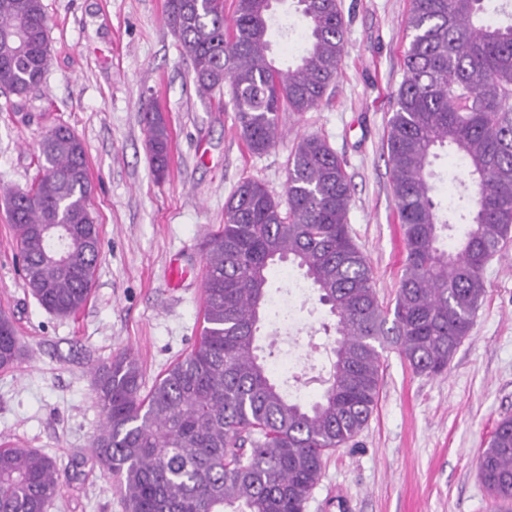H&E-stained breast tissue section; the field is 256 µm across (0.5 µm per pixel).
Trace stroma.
<instances>
[{"label":"stroma","mask_w":512,"mask_h":512,"mask_svg":"<svg viewBox=\"0 0 512 512\" xmlns=\"http://www.w3.org/2000/svg\"><path fill=\"white\" fill-rule=\"evenodd\" d=\"M347 53L320 106L283 111V137L262 155L244 144L228 95L200 96L190 60L166 25L165 0H42L52 62L42 92L0 90V310L23 338L17 368L0 371V443L56 458L68 480L48 512H123L113 476L91 452L101 422L96 366L128 351L150 390L201 330L202 243L224 223V204L246 177L284 198L299 137H325L353 186L351 235L369 258L380 303L394 307L404 261L386 131L403 80L411 0H340ZM168 119L169 170L154 176L142 114ZM63 124L83 141L101 255L81 311L60 318L29 294L3 198L38 173L39 141ZM186 276L169 278L171 262ZM487 296L447 373L415 374L394 345L382 352L379 396L352 446L326 459L306 512H500L477 458L497 420L512 414V240L489 262ZM271 280L278 309L299 321L273 346L287 390L316 400L327 378L333 319L301 270ZM308 352L293 365L290 351Z\"/></svg>","instance_id":"obj_1"}]
</instances>
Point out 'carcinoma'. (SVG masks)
Returning a JSON list of instances; mask_svg holds the SVG:
<instances>
[{"mask_svg": "<svg viewBox=\"0 0 512 512\" xmlns=\"http://www.w3.org/2000/svg\"><path fill=\"white\" fill-rule=\"evenodd\" d=\"M276 0H166L165 15L191 60L197 91L226 90L249 151L277 144L279 112L319 105L346 52L339 0H296L306 43L295 66L269 57ZM488 0H411L404 77L388 121L387 162L405 259L393 310L384 308L367 256L348 224L352 185L343 160L318 135L288 157L286 202L255 178L224 206V225L203 242V327L193 349L147 393L136 359L121 352L95 370L102 424L93 441L100 470L117 477L124 512H304L324 457L367 425L379 395L381 350L392 342L414 373L441 375L469 337L487 295L485 268L512 236V22L483 19ZM29 35L18 53L8 34ZM51 65L42 0H0V89L39 90ZM154 175L170 163L163 113H144ZM463 162L472 205L441 215L430 182L437 150ZM40 174L6 197L25 286L47 311L70 317L87 303L101 240L91 214L85 148L64 126L40 143ZM68 228L69 262L50 255L45 225ZM290 261L335 319L329 376L311 404L291 399L257 354L269 269ZM23 351L0 312V371ZM478 472L499 505L512 502V414L497 422ZM57 460L35 448L0 446V512H46L60 495Z\"/></svg>", "mask_w": 512, "mask_h": 512, "instance_id": "cac0c4a2", "label": "carcinoma"}]
</instances>
